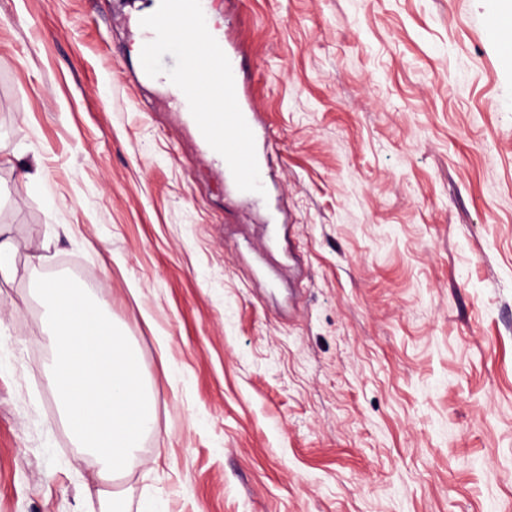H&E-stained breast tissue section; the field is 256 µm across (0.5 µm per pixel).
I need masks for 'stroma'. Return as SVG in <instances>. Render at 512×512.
Wrapping results in <instances>:
<instances>
[{
  "label": "stroma",
  "mask_w": 512,
  "mask_h": 512,
  "mask_svg": "<svg viewBox=\"0 0 512 512\" xmlns=\"http://www.w3.org/2000/svg\"><path fill=\"white\" fill-rule=\"evenodd\" d=\"M151 2L0 0V512H512L495 0H207L271 134L254 198L146 78ZM48 274L106 304L155 397L110 482L48 390ZM17 246L9 230L0 226V277L9 279L16 272Z\"/></svg>",
  "instance_id": "35a3bbf8"
}]
</instances>
